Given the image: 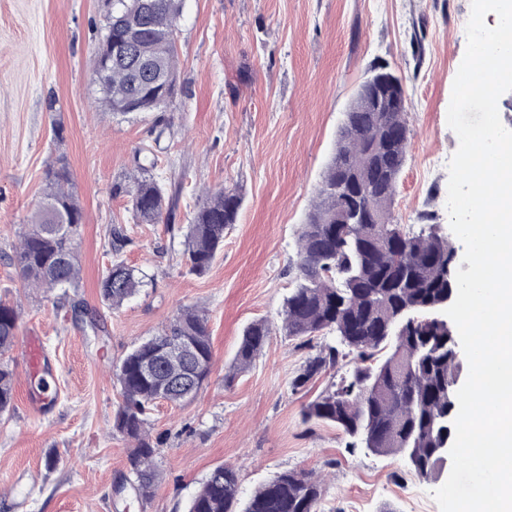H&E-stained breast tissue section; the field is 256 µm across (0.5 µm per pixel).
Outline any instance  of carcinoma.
Listing matches in <instances>:
<instances>
[{
    "mask_svg": "<svg viewBox=\"0 0 512 512\" xmlns=\"http://www.w3.org/2000/svg\"><path fill=\"white\" fill-rule=\"evenodd\" d=\"M182 0H105L106 34L128 31L125 51L98 61L101 103L122 117L169 112L178 94L177 22ZM368 102L344 114L336 144L315 190L313 203L297 231L296 276L280 312L281 334L300 346L318 337L336 336L308 356L294 377L295 390L317 377L338 374L302 410L304 422L333 425L346 447L360 446L379 456H399L425 480L435 478L442 447L453 444L455 429L446 417L459 410L454 385L463 362L456 337L432 322L401 323L407 310L428 312L457 296L451 275L459 253L456 242L424 223L395 222L392 206L406 165L410 129L407 111L387 103L380 85L367 89ZM151 146L135 151L128 184L112 193L130 198L135 224H160L168 210L166 184L154 175ZM242 197L224 188L206 195L186 228L184 257L188 272L206 274L224 249V234L237 223ZM83 209L64 155L45 171V191L31 216V228L14 246L10 260L24 286L48 291L77 288V255ZM128 242L112 232V264L100 281L101 302L118 309L143 284L121 258ZM206 314L195 308L178 312L160 333L133 347L116 365L122 403L112 428L133 442L129 457L131 489L146 499L157 479L155 446L146 429L147 410L158 400L182 403L194 398L212 367ZM19 328L16 307L0 301V353L14 346ZM273 327L266 319L249 323L232 367L229 383L248 369L264 348ZM193 345L185 360L167 357L170 341ZM156 373L143 372L145 362ZM190 380L183 391L160 394L172 374ZM14 374L0 364V414L13 408ZM220 477L207 476L187 512H319L323 489L309 472L294 469L273 475L256 488L244 507L231 467L219 465Z\"/></svg>",
    "mask_w": 512,
    "mask_h": 512,
    "instance_id": "1",
    "label": "carcinoma"
}]
</instances>
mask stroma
I'll list each match as a JSON object with an SVG mask.
<instances>
[{"label":"stroma","mask_w":512,"mask_h":512,"mask_svg":"<svg viewBox=\"0 0 512 512\" xmlns=\"http://www.w3.org/2000/svg\"><path fill=\"white\" fill-rule=\"evenodd\" d=\"M470 14L471 0H184L182 92L158 140L153 114L123 121L98 103L91 74L105 33L102 0H0V300L21 310L4 357L16 378L13 408L0 416V512H187L219 465L237 471L245 498L297 469L323 476L319 512H440L437 482L400 457L349 448L336 427L303 422L325 384L292 389L307 348L276 332L247 372L229 384L224 375L243 327L279 320L298 227L343 113L374 66L388 65L408 94L410 146L394 217L414 224L429 212L448 224V164L459 140L447 111ZM152 143L155 173L176 194L173 218L136 224L112 185L131 172L135 148ZM60 153L84 212L82 279L65 297L24 287L9 260L40 202L43 170ZM224 187L237 189L243 206L220 258L199 277L181 261L186 226L206 191ZM116 227L128 237L125 262L146 285L114 311L101 304L99 281ZM186 306L209 314L212 372L195 399L148 410L158 479L142 500L128 488L133 445L112 430L122 402L112 366ZM77 307L105 334L75 320ZM34 333L45 365L35 377L24 358ZM45 390L56 399L38 416L31 398Z\"/></svg>","instance_id":"1"}]
</instances>
